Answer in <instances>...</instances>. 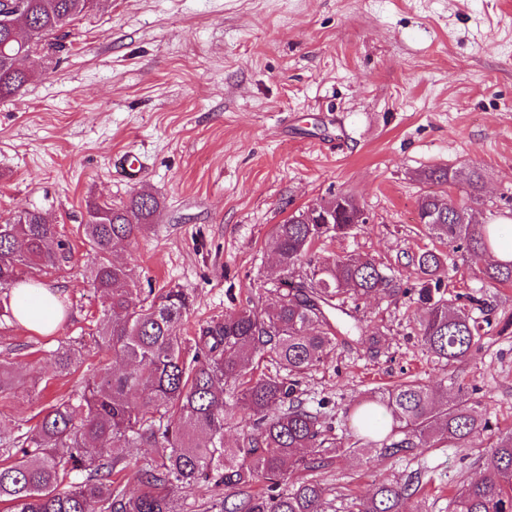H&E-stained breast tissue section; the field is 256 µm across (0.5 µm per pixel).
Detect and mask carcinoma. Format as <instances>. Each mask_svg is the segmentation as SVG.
I'll return each mask as SVG.
<instances>
[{
  "instance_id": "obj_1",
  "label": "carcinoma",
  "mask_w": 512,
  "mask_h": 512,
  "mask_svg": "<svg viewBox=\"0 0 512 512\" xmlns=\"http://www.w3.org/2000/svg\"><path fill=\"white\" fill-rule=\"evenodd\" d=\"M17 6L10 25L0 21V99L14 98L32 79L17 56L53 46L78 17L100 8L102 0H9ZM426 183L454 186L459 173L443 166L421 174ZM479 171L468 173L463 199L434 192L417 201L430 234L478 260L499 245L493 224L473 223L471 204L482 197ZM331 220L310 223L300 211L276 226L271 237L278 271L274 306L244 305L199 328L187 339L177 327L189 306L185 293L171 290L160 302L135 301L132 269L112 260V248L146 229L161 208L159 198L138 192L120 204L86 202V222L78 226L94 254L90 285L103 299L105 323L96 343L124 362L120 372L102 368L85 379L83 390L59 398L37 413L38 421L12 441L0 443V506L3 512H182L179 494L199 483L224 488V512H327V490L316 480L284 489L292 468L308 472L333 464L321 451L328 443L320 411L308 407L294 377L322 363L337 337L351 332L334 318L347 295L354 301L372 295L412 292L374 262L338 258L313 262L322 239L346 234L361 211L347 195L317 202ZM69 245L57 225L38 210H24L0 224V289H10L35 271L56 269L68 260ZM450 254L425 248L407 256L418 279L417 300L426 309L420 336L427 350L448 364L465 358L477 344L485 318L448 305L444 278ZM310 275L291 278L302 264ZM483 279L512 286V258L484 264ZM54 374L71 375L83 364L81 351L62 341L52 352ZM268 359L275 368L240 380L249 361ZM15 366L0 361V396L14 388ZM469 388L460 386L441 408L431 387L412 381L388 390L382 399L359 400L351 417L368 444L379 433L378 407L391 417L395 439L383 444L385 457L407 455L430 441L464 448L487 437L490 464L481 477L454 489L451 512H512V433L502 435L475 414ZM248 414L249 425L236 446L224 445L232 409ZM147 445L158 459L137 470L122 485L112 476L127 448ZM420 475L401 484L382 483L349 512H404L416 494ZM261 483L264 491L255 492Z\"/></svg>"
}]
</instances>
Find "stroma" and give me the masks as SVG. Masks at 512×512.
Masks as SVG:
<instances>
[{
	"label": "stroma",
	"mask_w": 512,
	"mask_h": 512,
	"mask_svg": "<svg viewBox=\"0 0 512 512\" xmlns=\"http://www.w3.org/2000/svg\"><path fill=\"white\" fill-rule=\"evenodd\" d=\"M62 50L38 49L20 98L0 100V222L39 210L70 242L64 270L38 274L56 288L58 327L39 333L0 323V359L17 362L0 418L25 425L81 379L112 366L93 338L102 300L89 284V256L76 229L85 203L155 194L163 208L149 228L114 252L153 299L190 297L181 331L223 319L246 302L271 305L278 271L269 241L298 209L336 194L369 216L352 234L318 245L319 259L354 255L414 276L405 253L432 246L416 202L432 166L481 170L476 218L512 235V0H108L75 20ZM141 155L138 180L119 156ZM447 298L486 300L494 318L460 362L445 365L417 334L414 297L360 301V330L300 380L309 405L324 402L330 436L344 451L319 473L334 512L380 483L426 476L408 512H448V483L477 478L484 442L426 444L409 459L359 447L350 407L401 380L437 388L464 383L475 409L512 431V287L462 265ZM85 344L78 374L36 391L52 375L58 342Z\"/></svg>",
	"instance_id": "obj_1"
}]
</instances>
